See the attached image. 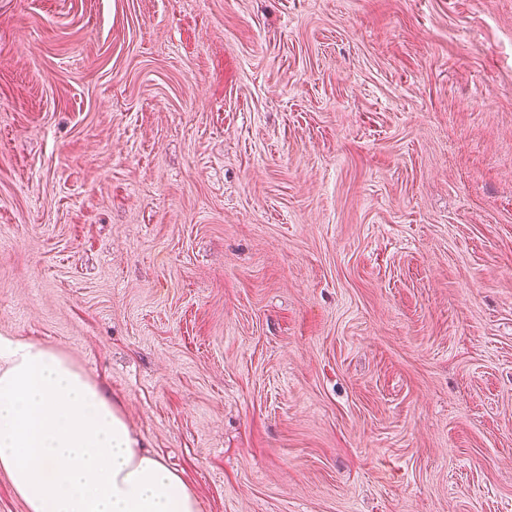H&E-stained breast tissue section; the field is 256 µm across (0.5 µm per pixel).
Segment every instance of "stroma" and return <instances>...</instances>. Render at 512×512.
I'll list each match as a JSON object with an SVG mask.
<instances>
[{"instance_id":"stroma-1","label":"stroma","mask_w":512,"mask_h":512,"mask_svg":"<svg viewBox=\"0 0 512 512\" xmlns=\"http://www.w3.org/2000/svg\"><path fill=\"white\" fill-rule=\"evenodd\" d=\"M0 336L201 512H512V0H0Z\"/></svg>"}]
</instances>
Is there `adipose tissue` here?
I'll return each instance as SVG.
<instances>
[{
    "label": "adipose tissue",
    "instance_id": "obj_1",
    "mask_svg": "<svg viewBox=\"0 0 512 512\" xmlns=\"http://www.w3.org/2000/svg\"><path fill=\"white\" fill-rule=\"evenodd\" d=\"M0 473L26 512H200L96 382L55 350L4 337Z\"/></svg>",
    "mask_w": 512,
    "mask_h": 512
}]
</instances>
